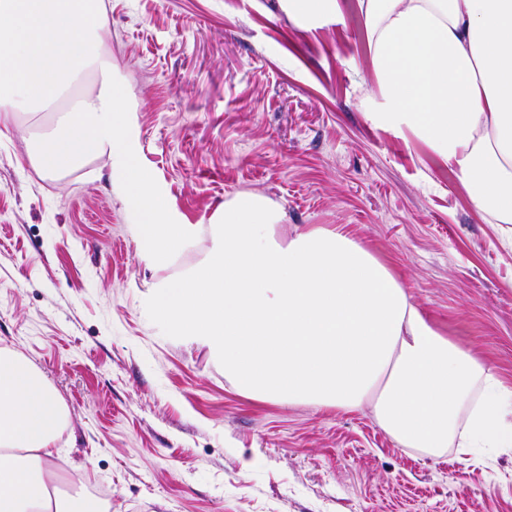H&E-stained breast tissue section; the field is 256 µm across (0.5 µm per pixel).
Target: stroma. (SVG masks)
I'll use <instances>...</instances> for the list:
<instances>
[{"label":"stroma","instance_id":"35a3bbf8","mask_svg":"<svg viewBox=\"0 0 512 512\" xmlns=\"http://www.w3.org/2000/svg\"><path fill=\"white\" fill-rule=\"evenodd\" d=\"M105 6L130 134L173 223L205 228L256 192L284 209L285 232L341 225L512 385V238L426 144L368 120L376 86L356 0L316 28L285 0ZM30 123L0 126V346L65 400L64 453L89 462L88 490H110L111 512H512V450L423 457L370 408L242 396L207 349L169 336L144 305L206 256L209 234L175 266L147 261L110 159L45 176Z\"/></svg>","mask_w":512,"mask_h":512}]
</instances>
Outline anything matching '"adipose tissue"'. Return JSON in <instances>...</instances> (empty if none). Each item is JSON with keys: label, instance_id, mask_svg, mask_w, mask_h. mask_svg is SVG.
Wrapping results in <instances>:
<instances>
[{"label": "adipose tissue", "instance_id": "adipose-tissue-1", "mask_svg": "<svg viewBox=\"0 0 512 512\" xmlns=\"http://www.w3.org/2000/svg\"><path fill=\"white\" fill-rule=\"evenodd\" d=\"M379 98L374 125L412 131L495 223L512 224V0H358ZM102 0H0V124L74 94L36 133V167L60 179L105 155L140 253L170 266L200 233L174 224L131 143L105 50ZM283 209L242 192L210 220L206 258L148 292L168 335L206 347L245 397L371 407L401 448L429 457L512 448V387L441 334L395 273L341 227L280 233ZM71 413L44 373L0 347V512H110L57 468Z\"/></svg>", "mask_w": 512, "mask_h": 512}]
</instances>
